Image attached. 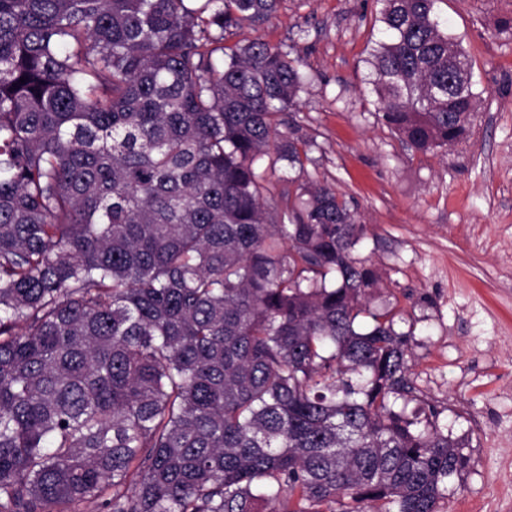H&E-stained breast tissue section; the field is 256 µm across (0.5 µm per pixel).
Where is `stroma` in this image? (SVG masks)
I'll return each instance as SVG.
<instances>
[{
  "instance_id": "stroma-1",
  "label": "stroma",
  "mask_w": 512,
  "mask_h": 512,
  "mask_svg": "<svg viewBox=\"0 0 512 512\" xmlns=\"http://www.w3.org/2000/svg\"><path fill=\"white\" fill-rule=\"evenodd\" d=\"M379 0H280L259 38L301 57L308 81L286 109L307 144L304 169L265 173L267 199L308 181L333 185L358 212L354 256L374 270L371 306L408 334L410 379L471 462L439 512H512V0H438L472 63L481 105L470 131L418 152L378 118L367 58Z\"/></svg>"
}]
</instances>
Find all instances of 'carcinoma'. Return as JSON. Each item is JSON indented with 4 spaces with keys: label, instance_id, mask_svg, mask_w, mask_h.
<instances>
[{
    "label": "carcinoma",
    "instance_id": "carcinoma-1",
    "mask_svg": "<svg viewBox=\"0 0 512 512\" xmlns=\"http://www.w3.org/2000/svg\"><path fill=\"white\" fill-rule=\"evenodd\" d=\"M279 2L0 0V512H439L466 468L435 407L391 402L409 338L367 305L354 210L264 198V159L304 169L305 77L224 33ZM380 2L381 119L461 140L437 0Z\"/></svg>",
    "mask_w": 512,
    "mask_h": 512
}]
</instances>
